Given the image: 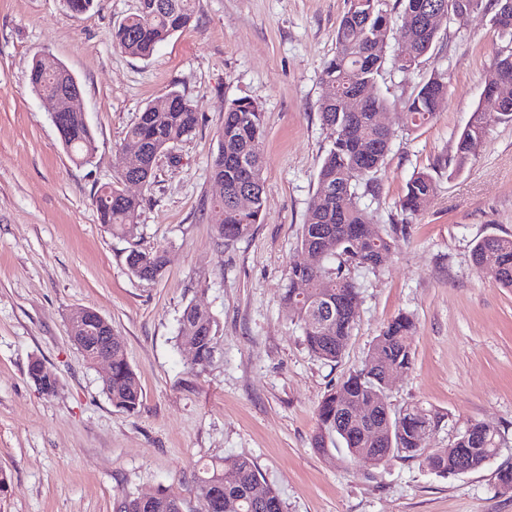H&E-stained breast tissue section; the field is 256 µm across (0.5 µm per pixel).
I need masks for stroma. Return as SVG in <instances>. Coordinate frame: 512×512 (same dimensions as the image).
Returning <instances> with one entry per match:
<instances>
[{
  "label": "stroma",
  "mask_w": 512,
  "mask_h": 512,
  "mask_svg": "<svg viewBox=\"0 0 512 512\" xmlns=\"http://www.w3.org/2000/svg\"><path fill=\"white\" fill-rule=\"evenodd\" d=\"M138 0H103L77 14L65 0H0V512H113L118 493L180 492L185 512L197 466L251 459L279 492L284 512H512L497 471L512 458V290L472 260L475 243L512 234V122L488 126L463 171L450 173L460 133L477 108L501 44L489 11L442 26L410 75L384 65L377 91L395 137L363 203L378 224L404 221L396 206L416 171H435L436 191L408 221L406 239L378 272L355 267L359 318L341 360L313 357L282 296L291 265L305 261L299 232L330 143L319 116L320 75L336 51L349 0H199L192 27L153 56L133 58L110 33ZM51 56L80 82V108L96 145L75 163L30 88L34 59ZM443 75L448 95L434 121L404 128L418 84ZM178 91L199 117L195 131L157 159L138 235L100 223L94 191L112 182V155L149 103ZM247 97L263 108L264 219L249 235L220 238L203 212L219 196L211 176L224 105ZM166 251L160 277L126 264L130 249ZM219 325L210 363L180 346L187 304ZM91 308L112 324L141 388L137 412L116 409L69 335V316ZM413 315V366L393 379L392 410L419 403L444 414L426 442L444 448L482 422L508 447L483 468L442 477L399 457L376 468L343 449L312 446L323 395L361 367L398 313ZM40 359L58 380L43 395L27 374Z\"/></svg>",
  "instance_id": "1"
}]
</instances>
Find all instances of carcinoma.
<instances>
[{"instance_id": "1", "label": "carcinoma", "mask_w": 512, "mask_h": 512, "mask_svg": "<svg viewBox=\"0 0 512 512\" xmlns=\"http://www.w3.org/2000/svg\"><path fill=\"white\" fill-rule=\"evenodd\" d=\"M198 0H138L136 10L114 28L112 42L125 54L145 59L156 47L179 31L191 26ZM402 20L420 25L418 42L411 59L398 63L402 73L417 66V59L435 44L438 33L423 28V7L432 0H401ZM397 28L385 9V0H350L336 33L335 55L326 62L321 73L323 94L320 102L322 124L330 131L331 140L317 175V188L312 196L300 244L308 252L306 265L288 270V288L283 300L293 312L304 333V342L316 358L334 363L342 357L356 324L360 291L349 274V267H363L373 272L384 262L381 252L392 254L397 239L406 236L407 225L393 224L381 231L371 222L361 200L374 196L380 186L376 174L390 151L393 132L380 127L375 115L387 106V100L374 93L383 65L382 47L396 39ZM73 83L72 74L63 69L48 73L33 64L29 84L49 95L63 94ZM485 89L500 97L508 92L512 105V61L508 56L498 60L484 77ZM359 95L364 104L358 112H345L339 98ZM448 95V83L440 75L424 81L407 105L406 130L414 131L431 123ZM169 104L160 109L152 102L139 112L128 127L123 143L114 156L116 176L112 189L102 185L93 194V203L100 223L125 238L137 233V219L143 198L121 194L119 183L126 173L128 147L138 143L143 154L136 174L148 185L154 175L158 154L183 141L195 130L199 118L189 101L177 92L166 94ZM471 130L460 134L455 152L453 172H461L471 157L472 144L484 140L488 122H512V109L488 112L478 106L473 112ZM65 117L72 131L68 151L79 164H89L96 146L86 117L81 112H67ZM264 136L260 106L247 98H238L224 105V124L219 134L212 177L224 188L223 198L207 204L206 216L220 236L226 239L246 235L261 220L264 207L261 144ZM436 182L431 173L417 171L406 183L399 200L405 216H416L426 209L434 195ZM249 193L252 204L238 206L239 196ZM497 257V265L489 272L501 287L512 289V236L489 235L481 238L472 251L474 263L482 264L486 253ZM126 263L136 276L149 271L157 277L166 264L163 249L144 252L129 250ZM306 284L294 287L295 281ZM415 321L412 315L400 313L393 317L376 336L362 367L330 389L317 409L318 431L312 440L317 451L327 452V440L339 437L350 458L375 466L391 457L416 459L430 471L446 476L461 462L471 471L499 456L505 445V433L479 422L457 432L452 446L436 448L423 455L426 439L420 436L423 426L437 428L445 415L418 404L390 412L387 389L382 385L384 363L389 361L407 371L413 365L412 340ZM216 337L215 320L208 311L195 304L187 305L181 316L179 343L196 347L195 364L210 360ZM103 389L112 405L134 413L141 405V388L130 367L125 349L112 350V377L103 380ZM342 393L336 399V393ZM353 405L371 407L372 426L345 419ZM234 465L239 481L224 484V468ZM224 485L222 502L208 500V486ZM192 492L200 504V512H283L279 493L246 457H226L203 464L196 475ZM183 498L171 489H158L140 495H121L114 503L115 512H183Z\"/></svg>"}]
</instances>
